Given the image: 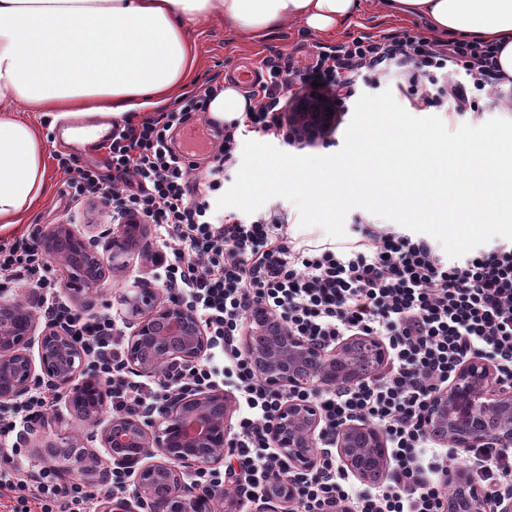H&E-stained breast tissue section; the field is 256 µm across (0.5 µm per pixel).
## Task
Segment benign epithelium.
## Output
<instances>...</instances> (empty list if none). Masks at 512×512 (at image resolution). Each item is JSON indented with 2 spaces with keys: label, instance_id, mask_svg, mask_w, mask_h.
<instances>
[{
  "label": "benign epithelium",
  "instance_id": "obj_1",
  "mask_svg": "<svg viewBox=\"0 0 512 512\" xmlns=\"http://www.w3.org/2000/svg\"><path fill=\"white\" fill-rule=\"evenodd\" d=\"M331 102L318 91H309L287 109L288 124L300 139H320L336 125L329 114ZM111 265L105 266L96 239L71 224H54L42 236L41 246L54 259H64L74 243L83 246L90 268L65 263L62 288L75 299L97 291L110 274L126 268L122 256L132 247L129 225L120 224L105 234ZM128 336L126 362L136 372L153 376L156 355L163 351L170 363L169 376L177 378L207 352L209 339L195 312L148 283L121 297ZM36 318L27 303L0 299V404L14 401L37 385H46L65 396L67 408L89 423L90 438L100 439L108 453L134 461L132 498L142 512H196L202 501L198 485L184 473L202 464L223 463L221 449L229 447L230 405L224 393L210 390L183 393L153 416L105 417L108 393L90 376L80 378L85 355L69 336L53 324L36 333ZM244 348L257 374L271 387L296 390L358 385L374 375L385 361L381 343L370 336L346 339L333 350L288 332L281 318L257 307L247 324ZM37 347L39 364L30 349ZM493 366L473 357L456 372L448 387L431 398L425 425L433 439L467 452L488 440L501 448L512 447V391L493 385ZM321 416L316 404L303 397L288 401L270 429L274 447L290 469L310 472L318 458L317 439ZM47 441L49 456L70 469L86 474L95 486L107 482L97 456L80 439L57 436L49 425L28 424L19 441ZM336 453L341 463L364 482H373L389 466L384 436L368 424L352 423L336 432ZM158 460L151 461L149 457ZM455 489L448 512H483L484 489L471 470L461 467L445 473ZM297 487L290 481L273 483L265 497L268 512H290Z\"/></svg>",
  "mask_w": 512,
  "mask_h": 512
}]
</instances>
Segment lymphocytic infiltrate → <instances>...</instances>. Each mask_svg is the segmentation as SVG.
Here are the masks:
<instances>
[{
    "label": "lymphocytic infiltrate",
    "mask_w": 512,
    "mask_h": 512,
    "mask_svg": "<svg viewBox=\"0 0 512 512\" xmlns=\"http://www.w3.org/2000/svg\"><path fill=\"white\" fill-rule=\"evenodd\" d=\"M498 52L476 41L437 44L419 33L364 34L322 46L306 63L275 53L264 59L246 112L216 125L210 163L197 170L187 152L171 147L172 131L206 112L211 89L139 122L112 125L110 164L119 178L107 183L97 167L76 168L71 201L96 196L112 208V221L153 225L160 243L151 262L161 288L191 306L204 325L211 351L177 379L145 383L124 358V330L111 316L90 317L57 296L38 231L0 241V284L38 296L46 321L63 328L83 349L92 376L110 390L113 414L160 412L186 391L229 387L238 404L223 476L197 469L192 480L210 500L230 493L244 503L262 499L275 480L298 488L292 512H444L448 486L440 473L474 469L488 502L512 496V448L485 446L465 453L435 450L423 415L432 395L446 388L472 357L492 362L495 380L512 388V246L469 252L448 262L429 240L392 225L355 221L354 240L342 246H297L288 213L279 209L246 219L213 216L211 198L224 187L241 137L254 133L299 149L289 127L290 98L320 83L338 116H345L360 86L393 79L404 98L446 112L449 121L477 114L476 95L500 92L506 81ZM270 308L291 334L335 349L352 336L376 338L387 361L375 380L306 391L322 413L318 463L289 470L270 438L278 412L298 393L269 387L254 371L240 337L251 310ZM54 395L38 390L0 406V447L18 424L45 418ZM369 423L382 432L389 467L382 482L355 484L335 453L337 428ZM9 512H98L99 499L76 475L26 462L0 470V500Z\"/></svg>",
    "instance_id": "f902f5d3"
}]
</instances>
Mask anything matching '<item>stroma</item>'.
Instances as JSON below:
<instances>
[{"mask_svg":"<svg viewBox=\"0 0 512 512\" xmlns=\"http://www.w3.org/2000/svg\"><path fill=\"white\" fill-rule=\"evenodd\" d=\"M412 31L427 33L424 22L397 18L379 19L364 15L353 19L340 35L326 36L295 25L284 30L270 33L259 44H250L239 40L223 26L201 23L191 26L189 35L196 43L199 59L196 71L195 87H206L208 82L216 86L236 80L239 72L259 71L262 60L275 52L293 55L294 59H303L315 47L338 44L351 40L363 33H401ZM44 151L47 158L48 177L51 191L38 205L28 223L15 224L0 230V239H13L25 236L31 229H48L54 224L72 223L80 232L98 236L111 227L110 213L100 203L87 202L81 209H74L67 194L68 175L59 167L62 158L71 159L74 165H97L104 176H111L112 168L108 163L106 149L97 146H85L62 140L53 118L40 121ZM129 265L125 275L119 279L106 278L97 294L89 302L88 311L95 315H118V299L128 289L139 285L141 281L152 280L151 265L140 251H133L128 257Z\"/></svg>","mask_w":512,"mask_h":512,"instance_id":"35a3bbf8","label":"stroma"}]
</instances>
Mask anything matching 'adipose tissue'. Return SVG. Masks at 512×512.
I'll list each match as a JSON object with an SVG mask.
<instances>
[{"label": "adipose tissue", "mask_w": 512, "mask_h": 512, "mask_svg": "<svg viewBox=\"0 0 512 512\" xmlns=\"http://www.w3.org/2000/svg\"><path fill=\"white\" fill-rule=\"evenodd\" d=\"M364 14L494 43L512 77V0H0V229L23 223L49 191L29 113L118 119L170 101L195 73L186 32L203 21L259 42L293 25L333 36Z\"/></svg>", "instance_id": "ef3b65f1"}]
</instances>
